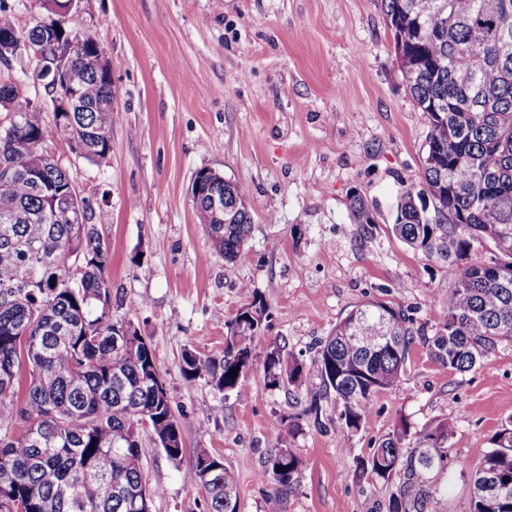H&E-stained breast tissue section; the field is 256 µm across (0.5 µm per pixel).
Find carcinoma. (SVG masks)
<instances>
[{
  "instance_id": "1",
  "label": "carcinoma",
  "mask_w": 512,
  "mask_h": 512,
  "mask_svg": "<svg viewBox=\"0 0 512 512\" xmlns=\"http://www.w3.org/2000/svg\"><path fill=\"white\" fill-rule=\"evenodd\" d=\"M393 33L410 101L426 114L429 131L421 188L401 189L393 236L428 257L453 261V287L441 295L443 313L427 343L428 356L451 372L470 371L503 340H512V270L499 276L473 251L476 240L491 243L512 265V0H382ZM39 22L16 27L0 0V34L28 37L32 71L44 72L57 45L44 42ZM96 49L84 48L70 62L68 84L85 112L53 113L21 96V87L0 81V95L15 103L13 122L0 125V500L8 497L24 512H144L157 490L142 481L140 419L155 438L181 433L169 397L157 392L160 373L153 352L132 322L112 320L101 301L108 290L111 261L97 225L70 222L72 177L55 161L39 157L42 144L57 135L89 162L112 150V75L97 72ZM81 129L71 139L70 123ZM26 161L45 162L40 188L28 177ZM226 207H237L235 223L208 224L211 255L234 260L252 230V216L239 203L246 182L224 185ZM435 203L436 218L428 214ZM352 223L365 236L375 218L358 193L349 199ZM82 255L79 283L70 287V253ZM261 314L248 304L228 323L224 355H182L184 380L205 379L224 393L245 389L246 367L239 353L251 351ZM412 320L400 306L362 302L320 341L310 364L274 348L264 360V379L274 388L319 380L306 396L303 414L319 418L323 398L334 394L338 419L358 431L368 404L393 390L404 372L413 341ZM237 374H230V369ZM24 421L27 428L14 432ZM275 450L264 476L284 497L296 484L301 460L292 447L302 431L300 415L273 424ZM401 424L379 440L365 475L395 482L388 512H437V475L448 467L452 426L442 420L406 444ZM95 448H90V445ZM213 467L210 480L205 468ZM206 493L207 512H228L239 504L238 480L222 459L201 448L185 475ZM491 483L497 493L480 489ZM472 512H512V420L502 426L473 477Z\"/></svg>"
}]
</instances>
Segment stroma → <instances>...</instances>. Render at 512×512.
I'll return each instance as SVG.
<instances>
[{
    "label": "stroma",
    "mask_w": 512,
    "mask_h": 512,
    "mask_svg": "<svg viewBox=\"0 0 512 512\" xmlns=\"http://www.w3.org/2000/svg\"><path fill=\"white\" fill-rule=\"evenodd\" d=\"M68 26L96 35L112 61V151L90 163L63 137L47 148L108 215L112 318L148 342L181 423L176 462L142 435L152 512H206L203 488L183 479L201 448L235 471L239 512H388L393 485L359 475L357 458L399 423L416 433L444 419L453 435L442 510L471 512V477L512 420V342L464 373L427 355L457 267L391 235L400 190L421 185L429 123L410 102L381 0H82ZM204 168L249 186L253 229L231 262L212 256L193 204ZM354 192L375 216L364 238L349 217ZM139 298L147 307L131 310ZM372 299L409 310L405 373L373 397L360 431L342 426L332 401L327 422L303 416V465L278 499L263 475L272 424L300 413L306 391L266 387L265 356L281 346L311 362ZM249 303L262 324L246 389L187 384L183 351L222 356L228 322Z\"/></svg>",
    "instance_id": "stroma-1"
}]
</instances>
